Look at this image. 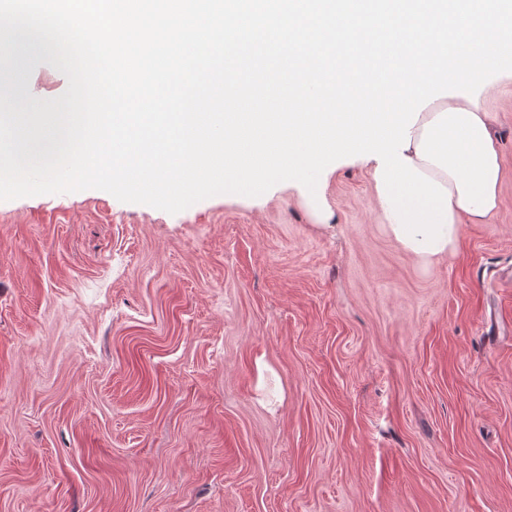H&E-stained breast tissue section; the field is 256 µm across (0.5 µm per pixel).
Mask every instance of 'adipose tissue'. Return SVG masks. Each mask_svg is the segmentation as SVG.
<instances>
[{
  "label": "adipose tissue",
  "instance_id": "obj_1",
  "mask_svg": "<svg viewBox=\"0 0 512 512\" xmlns=\"http://www.w3.org/2000/svg\"><path fill=\"white\" fill-rule=\"evenodd\" d=\"M404 155L451 194V222L444 229L439 252L448 255L458 245L462 220L486 223L500 204V152L489 115L461 96L435 100L422 110ZM436 255L423 250L417 259L427 266Z\"/></svg>",
  "mask_w": 512,
  "mask_h": 512
}]
</instances>
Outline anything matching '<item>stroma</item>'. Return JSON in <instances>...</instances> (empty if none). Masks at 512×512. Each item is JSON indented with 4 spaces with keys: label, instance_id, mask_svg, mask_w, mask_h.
<instances>
[{
    "label": "stroma",
    "instance_id": "stroma-1",
    "mask_svg": "<svg viewBox=\"0 0 512 512\" xmlns=\"http://www.w3.org/2000/svg\"><path fill=\"white\" fill-rule=\"evenodd\" d=\"M473 98L501 204L427 268L352 157L321 220L291 182L0 201V512H512V71Z\"/></svg>",
    "mask_w": 512,
    "mask_h": 512
}]
</instances>
